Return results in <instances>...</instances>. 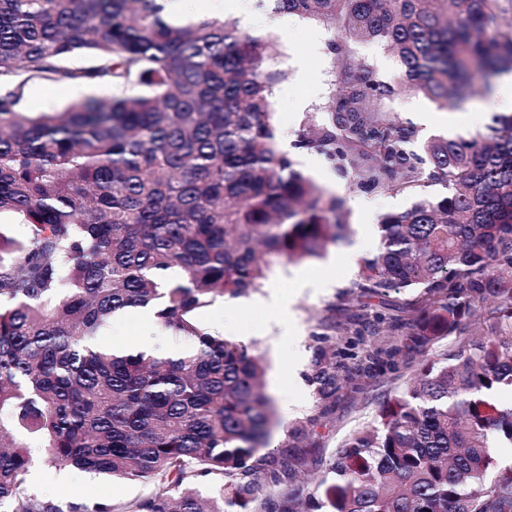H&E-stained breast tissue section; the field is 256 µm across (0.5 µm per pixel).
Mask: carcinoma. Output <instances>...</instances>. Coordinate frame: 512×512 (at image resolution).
I'll use <instances>...</instances> for the list:
<instances>
[{"label":"carcinoma","mask_w":512,"mask_h":512,"mask_svg":"<svg viewBox=\"0 0 512 512\" xmlns=\"http://www.w3.org/2000/svg\"><path fill=\"white\" fill-rule=\"evenodd\" d=\"M386 45L400 70H342L294 147L322 154L364 194L419 200L380 221L382 247L351 292L417 288L392 314L360 313L358 367L400 369L403 348L462 336L426 356L402 392L352 434L320 501L261 453L276 422L255 343L204 329L196 314L261 287L276 263L308 261L349 237L342 201L278 147L279 51L213 17L173 24L167 0H0V508L4 512H512V115L488 134L435 136L381 104L402 90L454 109L476 81L512 74V0H258ZM108 87L34 114L31 83ZM442 185L433 200L426 188ZM150 309L188 340L179 356L119 353L115 314ZM319 399L336 394L323 349ZM153 486L123 505L87 506L29 488L34 449ZM207 482L212 495L194 491Z\"/></svg>","instance_id":"cac0c4a2"}]
</instances>
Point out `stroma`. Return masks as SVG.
Listing matches in <instances>:
<instances>
[{
	"label": "stroma",
	"instance_id": "35a3bbf8",
	"mask_svg": "<svg viewBox=\"0 0 512 512\" xmlns=\"http://www.w3.org/2000/svg\"><path fill=\"white\" fill-rule=\"evenodd\" d=\"M281 55L276 67L282 77L274 88L275 124L279 133L296 134L308 112L323 106L334 90V81L343 66L342 58L327 49L332 32L325 22L291 16L288 28L280 30ZM309 68L311 81H301L299 66ZM76 97L70 83L36 82L29 86L25 108L39 113L60 108ZM385 110L402 120H412L414 113L424 112L429 125L420 127V140L434 135L452 133L470 137L485 132V125L464 126L466 111L490 112L491 96L483 87H476L464 109L447 112L438 109L428 97L419 92L401 93L383 103ZM297 169L310 176L324 188L335 192L342 200L343 212L351 226L347 241L329 246L324 255L310 261L279 263L270 269L266 284L237 298L233 304L216 299L198 316L200 324L209 332L255 342L257 352L267 365L266 390L274 398L280 425L271 437L269 450L275 456L288 459V469L295 481L316 487L328 479L326 464L337 449L362 428L369 425L383 401L402 391L423 355H436L447 350L448 340H440L428 350L410 348V363L397 373H384L368 378L356 369V362L345 359L343 379L336 394L326 402L320 401L314 381L316 353L323 343L318 340L320 322L328 312L344 318L354 312L361 298L352 294L350 287L357 279L356 270L346 268L340 255L348 247L357 245L364 227L362 209H369L374 219L409 208L412 196L373 194L350 190L347 179L323 156L302 150H291ZM317 281V288L301 289L299 277ZM290 293L292 300L288 314L261 304L269 286ZM152 339L165 347L178 343V336L161 332L145 323L141 314H125L109 325L105 340L124 345L143 339ZM306 428L304 439H295L290 429L295 423ZM40 480L31 481L32 490L40 495L62 498L77 503L93 504L109 500L120 504L147 495L151 485L138 482H120L106 475H95L74 467L40 466Z\"/></svg>",
	"mask_w": 512,
	"mask_h": 512
}]
</instances>
